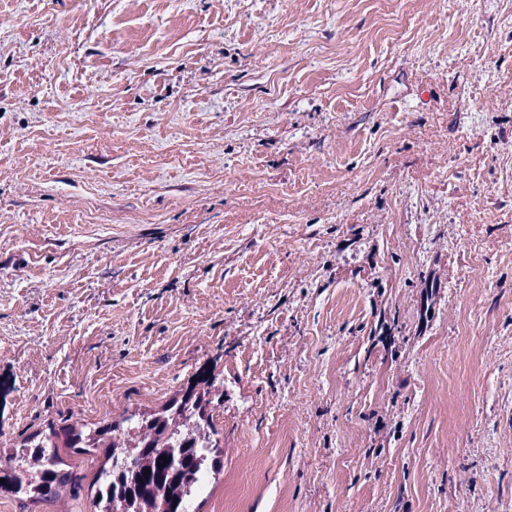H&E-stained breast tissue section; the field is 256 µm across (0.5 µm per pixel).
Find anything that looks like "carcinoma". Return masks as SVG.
Here are the masks:
<instances>
[{
  "label": "carcinoma",
  "instance_id": "obj_1",
  "mask_svg": "<svg viewBox=\"0 0 512 512\" xmlns=\"http://www.w3.org/2000/svg\"><path fill=\"white\" fill-rule=\"evenodd\" d=\"M222 395L211 377L200 374L159 409L120 420L78 427L66 420L26 437L12 452L0 451V494L30 503H48L71 484L57 449L102 451L97 477L98 512H177L192 505L207 472L224 468V448L213 423ZM149 476H144L145 470Z\"/></svg>",
  "mask_w": 512,
  "mask_h": 512
}]
</instances>
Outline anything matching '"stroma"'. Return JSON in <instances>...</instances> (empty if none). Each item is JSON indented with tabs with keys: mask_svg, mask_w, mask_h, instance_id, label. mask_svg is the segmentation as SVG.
I'll list each match as a JSON object with an SVG mask.
<instances>
[{
	"mask_svg": "<svg viewBox=\"0 0 512 512\" xmlns=\"http://www.w3.org/2000/svg\"><path fill=\"white\" fill-rule=\"evenodd\" d=\"M206 367L204 512H512V0H0V448Z\"/></svg>",
	"mask_w": 512,
	"mask_h": 512,
	"instance_id": "obj_1",
	"label": "stroma"
}]
</instances>
